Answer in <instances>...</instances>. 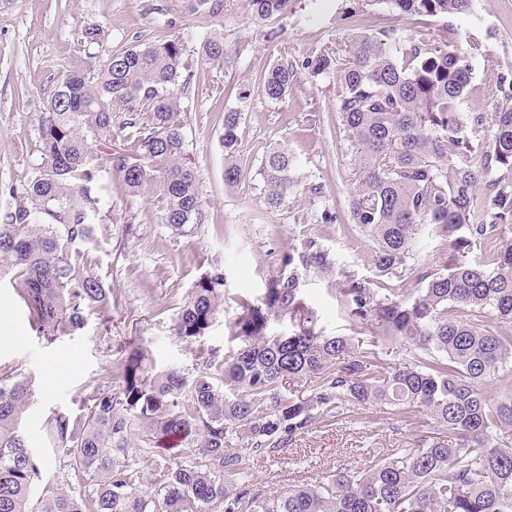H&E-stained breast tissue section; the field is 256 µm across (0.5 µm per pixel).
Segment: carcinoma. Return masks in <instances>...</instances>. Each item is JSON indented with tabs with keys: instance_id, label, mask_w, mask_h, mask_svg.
I'll return each instance as SVG.
<instances>
[{
	"instance_id": "carcinoma-1",
	"label": "carcinoma",
	"mask_w": 512,
	"mask_h": 512,
	"mask_svg": "<svg viewBox=\"0 0 512 512\" xmlns=\"http://www.w3.org/2000/svg\"><path fill=\"white\" fill-rule=\"evenodd\" d=\"M411 18L466 14L472 0H375ZM289 0H249L259 25ZM224 0H190L194 14L216 16ZM352 34L346 58L328 48L302 67L333 75L340 87V134L355 150L358 185L349 199L353 224L371 242L379 276H396L419 251L417 227L427 225L449 248L442 267L421 276L412 293L373 288L354 275L335 289L337 306L369 329L356 344L328 336L307 298L316 276L336 281L334 254L309 238L276 257L277 272L257 300L237 296L229 333L232 353L203 357L206 371L151 373L139 346L125 349L122 384L92 387L82 409L54 411L46 433L70 468L76 486L45 490L42 459L29 450L21 421L35 395L31 375L0 373V512H512V81L484 115L462 112L471 79L470 54L448 38L404 39L373 29L360 7L345 12ZM99 28L86 29L44 107L40 160L15 205L0 213V282L23 301L29 325L53 343L85 326L87 314L112 310V288L94 269L93 251L112 223L103 192L120 185L130 197L155 198L159 222L190 236L205 213L186 149L183 94L193 78L179 39L109 50ZM205 64L226 63L224 39L207 37ZM297 65L277 62L264 92L288 99ZM249 96L223 113L224 181L244 179L237 163L238 130ZM491 128L489 143L480 132ZM260 175L266 203L278 209L307 190L288 144L272 147ZM484 265L466 260L473 248ZM226 298L215 268L193 284L173 319L179 338L206 336ZM288 319L284 334L270 323ZM394 344L414 350L392 365ZM320 379L298 398L286 380ZM386 406L401 414L425 410L438 431H424L413 448L343 465L319 481L280 492L251 490L247 443L255 455L277 452L307 433L323 415ZM144 442L180 443V459L159 464L131 451L132 431ZM151 472V490L132 487Z\"/></svg>"
}]
</instances>
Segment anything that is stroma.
I'll list each match as a JSON object with an SVG mask.
<instances>
[{
    "instance_id": "obj_1",
    "label": "stroma",
    "mask_w": 512,
    "mask_h": 512,
    "mask_svg": "<svg viewBox=\"0 0 512 512\" xmlns=\"http://www.w3.org/2000/svg\"><path fill=\"white\" fill-rule=\"evenodd\" d=\"M350 0H290L285 12L263 25L250 20L248 0H224L216 16L188 12L183 0H0V211L13 206L9 187L23 184L39 160L34 149L44 106L53 93L61 66L73 53L84 29L97 27L117 49L136 42L180 39L194 68L182 115L186 147L195 158L205 220L188 237L160 224L151 196L129 197L112 191V237L95 253V269L112 289L109 322L88 314L83 330L46 343L28 323L23 302L8 284H0V369L19 368L36 380L38 397L25 418L29 444L44 460L45 478L63 486L64 466L45 445L42 425L50 411H78L92 386L121 383L123 349L139 344L150 371L178 368L197 375L201 354H225L238 343L228 333L236 315L234 299L242 293L260 298L275 274V252L320 238L337 259L340 271L366 279L374 287L420 288V274L439 268L446 245L420 226L423 247L401 277H380L370 260V246L352 224L348 200L357 186L355 152L339 134V88L330 75L302 69L304 59L344 44L348 31L340 14ZM368 12L376 27L403 29L407 36H449L471 48L467 113H491L502 94L503 75H512V0H472L469 13L440 21L404 18L385 6ZM276 29L275 41L265 32ZM210 34L223 36L231 58L226 65L199 60L200 44ZM299 64L297 84L288 100L274 103L264 92L265 75L277 61ZM250 99L239 128L240 165L246 175L237 187L224 183L221 116L238 103L239 89ZM287 142L304 183L319 194H300L279 209L264 200L260 165L267 150ZM335 209L336 226H323V208ZM218 267L228 298L206 336L190 344L174 334L172 319L193 283ZM307 293L319 325L330 336H348L349 321L338 311L334 286L310 278ZM421 429L383 407H370L344 418L318 417L293 445L264 456H251V480L266 493L310 484L348 462L373 454L411 448Z\"/></svg>"
}]
</instances>
